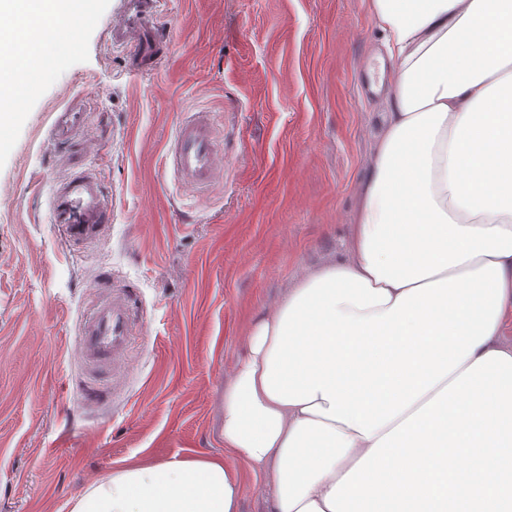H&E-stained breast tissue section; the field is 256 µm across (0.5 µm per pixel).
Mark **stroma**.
Returning a JSON list of instances; mask_svg holds the SVG:
<instances>
[{
    "instance_id": "obj_1",
    "label": "stroma",
    "mask_w": 512,
    "mask_h": 512,
    "mask_svg": "<svg viewBox=\"0 0 512 512\" xmlns=\"http://www.w3.org/2000/svg\"><path fill=\"white\" fill-rule=\"evenodd\" d=\"M122 0H87L78 47L0 115V512H70L113 469L225 455L217 397L252 316L335 259L386 110L368 86L383 37L367 0H166L168 53L135 71L107 44ZM81 100L78 160L112 227L71 248L49 218L69 168L46 137ZM214 114L224 174L196 189L163 167L178 111ZM112 272L139 326L115 404L87 406L74 335Z\"/></svg>"
}]
</instances>
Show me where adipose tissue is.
Here are the masks:
<instances>
[{"label": "adipose tissue", "instance_id": "ef3b65f1", "mask_svg": "<svg viewBox=\"0 0 512 512\" xmlns=\"http://www.w3.org/2000/svg\"><path fill=\"white\" fill-rule=\"evenodd\" d=\"M387 114L341 253L253 317L236 460L127 465L71 512H512V0H369ZM19 22L82 0H0ZM240 512H264L266 505L262 489L258 482L248 473H243L240 492Z\"/></svg>", "mask_w": 512, "mask_h": 512}]
</instances>
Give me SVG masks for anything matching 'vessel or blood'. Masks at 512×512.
<instances>
[{
  "mask_svg": "<svg viewBox=\"0 0 512 512\" xmlns=\"http://www.w3.org/2000/svg\"><path fill=\"white\" fill-rule=\"evenodd\" d=\"M163 0H125L123 10L113 18L109 40L127 51L130 66H155L165 56ZM30 37L46 52L59 56L75 48L68 36L37 29ZM89 113L80 101H72L52 120L49 135L65 145L86 129ZM219 147L210 113L183 112L176 118L173 140L167 145L163 164L171 168L181 183L203 188L219 177ZM56 224L69 244H89L102 240L112 224V208L96 173L78 168L60 179L51 200ZM99 301L92 314L82 320L75 337L79 362L89 370L104 367L120 370L127 362L128 346L135 319L129 295L115 285L111 274H103L97 285Z\"/></svg>",
  "mask_w": 512,
  "mask_h": 512,
  "instance_id": "b4317fda",
  "label": "vessel or blood"
}]
</instances>
